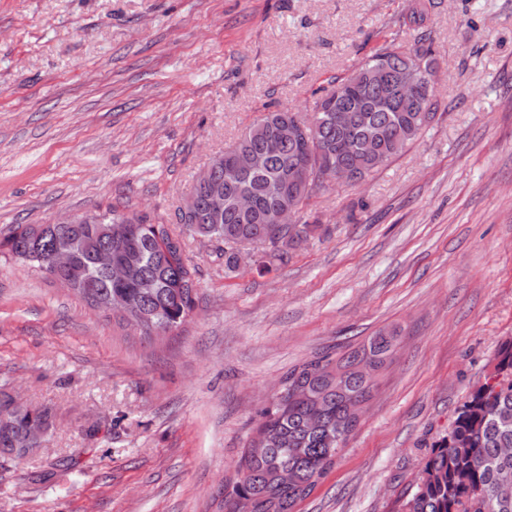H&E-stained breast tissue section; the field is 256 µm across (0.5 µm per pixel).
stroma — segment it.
I'll list each match as a JSON object with an SVG mask.
<instances>
[{
    "label": "stroma",
    "instance_id": "1",
    "mask_svg": "<svg viewBox=\"0 0 512 512\" xmlns=\"http://www.w3.org/2000/svg\"><path fill=\"white\" fill-rule=\"evenodd\" d=\"M406 0H0V237L113 207L182 236L193 314L150 340L0 258V385L50 408L0 464V512H224L284 373L402 330L355 433L296 512H397L512 341V0H437L440 119L366 184L317 189L319 235L224 275L177 213L265 112H303L395 34Z\"/></svg>",
    "mask_w": 512,
    "mask_h": 512
}]
</instances>
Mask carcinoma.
<instances>
[{
    "label": "carcinoma",
    "mask_w": 512,
    "mask_h": 512,
    "mask_svg": "<svg viewBox=\"0 0 512 512\" xmlns=\"http://www.w3.org/2000/svg\"><path fill=\"white\" fill-rule=\"evenodd\" d=\"M435 5V0H408L398 14L397 31L419 30L413 47L403 50L389 42L332 90L314 91L312 111L277 108L253 124L234 148L261 155L260 170L230 174V150L212 160V177L224 187L223 209L215 213L207 188L196 185L186 226L217 245L216 258L224 260V274L238 271L236 252L242 244L262 247L257 266L262 274L315 230L304 212L309 195L294 196L288 190L296 168L307 166L320 173L335 165L349 172L352 182H364L434 121L438 100L423 104L421 98L434 72L428 27ZM380 73L392 80L411 79L417 94L380 105L379 94H392L378 83ZM339 111L355 113L352 127L337 123ZM296 120L311 123L306 137L281 133ZM241 194L254 197L253 212L237 208ZM290 204L299 211L297 223L280 229L269 223L275 212ZM132 220L137 221V233L131 239L121 242L107 233L108 225ZM30 228L17 224L0 238V256L35 265L52 276L56 243L71 240L75 257L69 276L75 280L76 295L104 311L116 296L132 300L144 315L146 336L180 324L195 308L198 269L185 257L183 240L166 224L109 208L84 216L80 224H44L35 239ZM104 249L132 267L128 281L115 282L99 267L97 256ZM397 340L396 330H380L344 352H321L288 369L282 377V394L259 413L253 437L239 460L237 479L224 486V512H234L239 497L252 501L253 512H295L297 503L335 465L357 429L359 410L369 401ZM363 363L372 364L373 373H362ZM314 412L320 414L315 427L309 424ZM32 418L53 422L47 408H35L31 416H9L8 427H0V458L35 447L27 439ZM503 448H512V342L500 347L493 376L460 406L448 435L426 457L419 481L401 504L403 512H512V455L502 453ZM285 468L294 476L288 484L277 479L278 471Z\"/></svg>",
    "instance_id": "obj_1"
}]
</instances>
